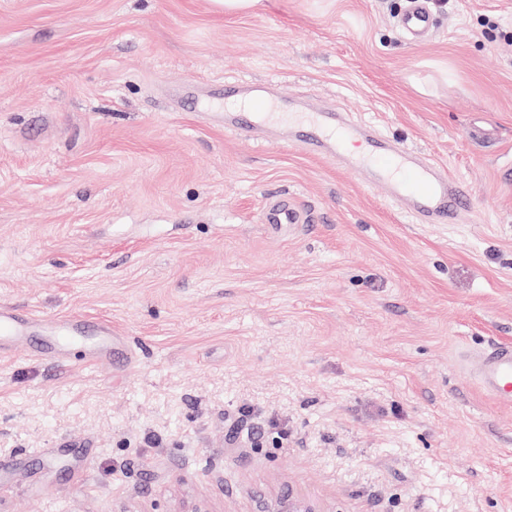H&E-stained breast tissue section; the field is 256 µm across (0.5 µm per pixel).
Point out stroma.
I'll return each mask as SVG.
<instances>
[{
  "label": "stroma",
  "instance_id": "35a3bbf8",
  "mask_svg": "<svg viewBox=\"0 0 512 512\" xmlns=\"http://www.w3.org/2000/svg\"><path fill=\"white\" fill-rule=\"evenodd\" d=\"M410 6L0 0V308L123 340L0 352V512H512V399L464 368L512 344V0H428L417 42ZM220 82L372 127L469 212L239 137ZM423 2V0H415L411 8L400 19L403 32L412 39L432 27V16ZM258 512H318V510L308 500L288 491L287 495L265 502Z\"/></svg>",
  "mask_w": 512,
  "mask_h": 512
}]
</instances>
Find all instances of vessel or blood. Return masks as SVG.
<instances>
[{
    "instance_id": "1",
    "label": "vessel or blood",
    "mask_w": 512,
    "mask_h": 512,
    "mask_svg": "<svg viewBox=\"0 0 512 512\" xmlns=\"http://www.w3.org/2000/svg\"><path fill=\"white\" fill-rule=\"evenodd\" d=\"M400 26L411 38L431 29L432 16L423 0H414L401 17ZM255 98L254 119L244 118L237 112L229 115V128L240 136H249L254 126H273L283 118L280 113L267 111L265 94L256 93ZM285 118L289 124L298 126L300 146L331 158L341 157L344 138L360 136L363 151L351 158V166L383 184L421 223L455 224L469 207L471 190L465 182L426 159L385 144L373 135H358L340 113L325 110L292 112ZM83 333V323L75 317L47 323L33 315L0 309L1 349L19 340L38 352L50 339L80 343ZM470 368L483 390L495 396H512V345L495 344L481 350L472 358Z\"/></svg>"
}]
</instances>
